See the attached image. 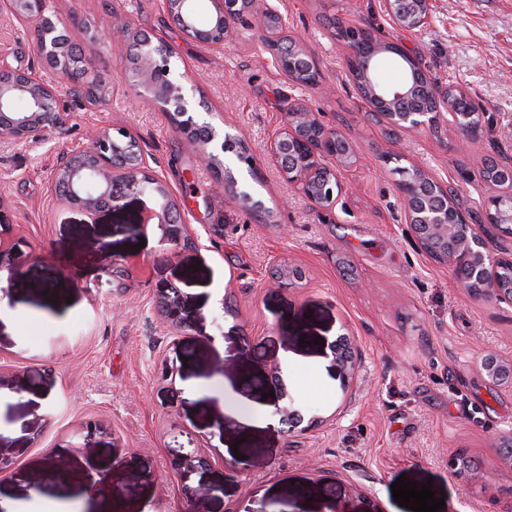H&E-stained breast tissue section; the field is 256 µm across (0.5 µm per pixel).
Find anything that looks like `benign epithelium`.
Here are the masks:
<instances>
[{"instance_id":"7a95c632","label":"benign epithelium","mask_w":512,"mask_h":512,"mask_svg":"<svg viewBox=\"0 0 512 512\" xmlns=\"http://www.w3.org/2000/svg\"><path fill=\"white\" fill-rule=\"evenodd\" d=\"M167 14L188 36L199 43L218 46L240 20L251 16L257 21L261 40L270 45L271 55L287 80L297 82V75L309 78L314 85L319 70L308 55L306 46L288 34L284 18L272 0H213L214 14L205 27L197 25L192 0H163ZM393 21L407 30L424 27L430 18L431 0L420 7L419 0H385ZM34 21L38 55L62 74V85L44 82L31 70L11 69L0 65V141L22 143L39 130L59 128L63 124L60 112V90H82V103L90 106L106 104L108 88L105 81L87 68L75 65L68 40L59 28V21L44 13V0H0V23L8 25L19 19ZM138 43L133 55L128 84L136 95L161 108L174 107L169 113L177 132L197 146L198 157L213 169L215 187L245 204L254 202L250 193L237 190V180L224 166L219 155L208 149L214 133L207 124H199L189 112L183 81L185 74L175 73V54L167 42L155 35L135 33ZM437 106L426 112L410 105L413 90H392L379 101H394L396 112H384L387 124L404 131H436L442 110L451 109L448 94L433 88ZM20 95L32 103L26 112H16L11 106ZM454 126L465 140L475 137L481 123H466L467 116L452 114ZM135 136L123 128H104L93 137L89 147L65 158L54 174L55 187L72 207L89 216L104 210L121 208L131 195L146 196L156 202L147 211L141 224L123 226L125 232L137 234L144 225L154 221L164 227V241L176 253L188 244L187 225L178 219V206L169 184L150 171L143 152L137 150ZM269 152L279 165L281 174L295 184L314 205L331 208L336 205L344 187L340 171L355 164L358 153L351 141L328 127L314 111L302 102H287L282 109L281 126L271 136ZM502 179L484 202L485 223L501 236L512 239V167L498 166ZM398 188L404 202L407 221L420 248L433 261L451 268L455 279L474 299L512 305V277L504 280L499 268L512 264V254L504 251L491 255L482 236L476 232L470 215L460 208L448 209V186L441 184L421 168L402 171ZM160 312L172 326H187L183 302L176 291L161 296ZM333 360L340 374L354 376L357 365L353 351L343 336L331 344ZM481 372L492 382L512 386V361L493 353L479 360ZM490 466H512V435L498 438L492 445ZM172 464L177 471L188 474L205 465L193 450L181 446L173 449Z\"/></svg>"}]
</instances>
